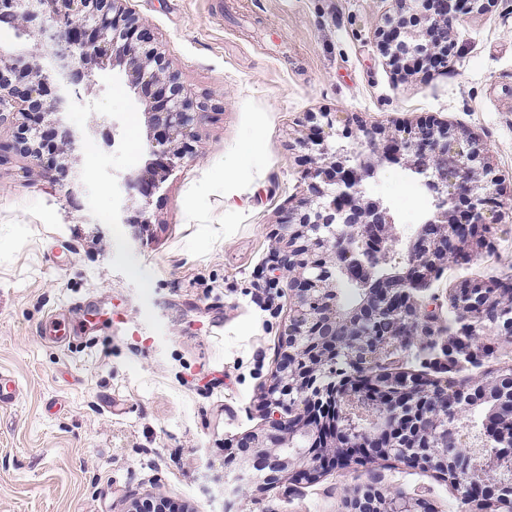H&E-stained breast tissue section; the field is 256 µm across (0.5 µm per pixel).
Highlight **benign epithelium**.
<instances>
[{
  "label": "benign epithelium",
  "mask_w": 512,
  "mask_h": 512,
  "mask_svg": "<svg viewBox=\"0 0 512 512\" xmlns=\"http://www.w3.org/2000/svg\"><path fill=\"white\" fill-rule=\"evenodd\" d=\"M20 16L34 45L15 51L0 47V124L15 114L29 112L34 100L41 101L46 117L82 100V84L91 77L92 71L87 68L91 63L100 69L125 66L135 86L142 90L154 85L171 88L162 110H150L151 127L161 128V134L149 142L153 168L159 170L155 188H160L167 174L187 157L174 145L194 137L204 112L189 104L184 85L167 71L160 47L145 38H131L135 32L142 33L146 23L131 10L128 0H0V22ZM365 136L366 141L351 157L336 156L327 139H319L318 151L339 158L338 168L344 169V175H322L312 182L304 210L297 222L288 226V252L293 259L288 262V270L278 272V278L295 292L288 359L277 362L275 384L266 399L264 427L252 435L249 447L227 455L238 479L259 462L267 466L261 477L248 480L256 491L277 485L294 470L307 472L317 466L307 453L294 457L277 454L294 439L285 428V415L290 409L301 410L312 402L328 400L334 405L336 423L342 424L345 407L357 397L346 389L344 378L359 370L376 375L397 356L421 350L431 339L433 327L442 321L434 301L423 296L431 286L428 273L433 271L438 242L429 246L412 238L403 244L388 202L366 189L383 165L400 164L413 157L426 132L417 127L393 140L390 150L374 134L367 132ZM431 147L420 168L432 193L448 200V207L438 210L431 223L446 230L455 224V199L462 192L468 196L475 223H485V189L471 178L472 164L478 158L472 142L443 128ZM108 178L118 200V221L151 223V195L136 191L139 176L110 171ZM371 227L381 229L384 236L375 254L364 247L366 231ZM388 264L398 270L416 268L418 272L393 279V291L404 306L384 303L377 318L388 327L407 324L411 334H388L380 341L353 336L335 349L334 358L327 359L321 347L330 334L353 327L366 306L364 298L348 307L329 299L336 273L368 294L372 281L380 277V268ZM447 412V406L438 404L423 412L407 393L400 403L384 405L379 411L360 410L361 421L353 433L359 441L410 418L415 420L413 430L420 432V437L407 434L396 438L386 447L375 449V454L356 459L355 464L364 466L391 455L409 464L418 463L426 470L434 468L454 481L453 472L448 470ZM511 461V452L497 449L482 459L481 468L494 474ZM384 512L418 510L416 503L394 493Z\"/></svg>",
  "instance_id": "1"
}]
</instances>
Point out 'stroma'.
Instances as JSON below:
<instances>
[{
	"mask_svg": "<svg viewBox=\"0 0 512 512\" xmlns=\"http://www.w3.org/2000/svg\"><path fill=\"white\" fill-rule=\"evenodd\" d=\"M207 113L196 158L151 199V223L114 229L101 167L128 173L148 153L145 100L122 68L93 70L89 108L68 109L75 151L64 175L89 178L95 201L71 205L22 151L0 161V372L19 397L0 409V512H129L161 496L217 512L225 457L264 423L265 394L286 347L292 303L268 261L324 165L308 149L309 114L336 129L387 134L429 118L472 137L475 176L512 196V0L473 10L457 53L430 80L397 81L378 32L396 0H131ZM139 153L104 147L92 116L125 126ZM478 260L439 255L430 288L453 311L460 285L512 274V217ZM85 341L45 339L49 312ZM466 364L473 383L512 368V342L486 328ZM121 404L122 415L108 406ZM350 484L402 492L428 512H461L448 480L381 461L373 472L320 470L258 493L238 512H347Z\"/></svg>",
	"mask_w": 512,
	"mask_h": 512,
	"instance_id": "1",
	"label": "stroma"
}]
</instances>
